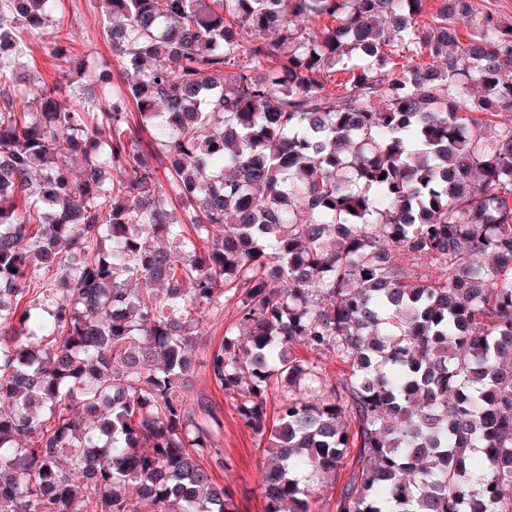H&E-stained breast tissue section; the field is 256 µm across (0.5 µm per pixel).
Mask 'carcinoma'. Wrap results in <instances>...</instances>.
<instances>
[{
  "mask_svg": "<svg viewBox=\"0 0 512 512\" xmlns=\"http://www.w3.org/2000/svg\"><path fill=\"white\" fill-rule=\"evenodd\" d=\"M427 2L98 0L68 104L61 0H0V512H238L186 401L228 300L264 512H512V25ZM54 31L52 27L44 29L42 34L39 36H30L28 38L29 46L32 48L33 55L35 57V67L33 70H37L45 80H51L53 77H60L61 74L56 70V60L49 55L47 47L50 46L48 41L52 39ZM234 316L233 304L224 303L223 308L212 310L208 313L203 322V336L195 348V356L198 359L205 358L224 339V324Z\"/></svg>",
  "mask_w": 512,
  "mask_h": 512,
  "instance_id": "carcinoma-1",
  "label": "carcinoma"
}]
</instances>
